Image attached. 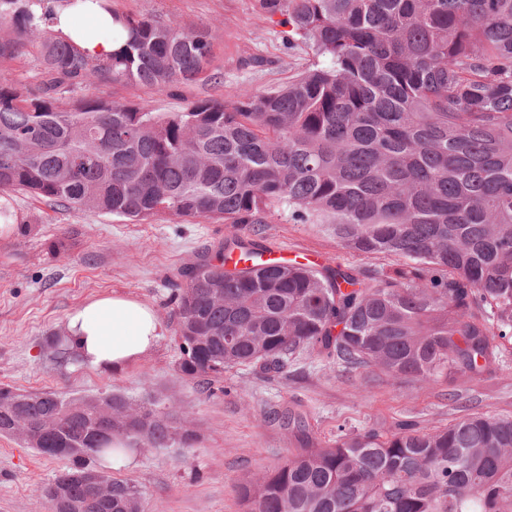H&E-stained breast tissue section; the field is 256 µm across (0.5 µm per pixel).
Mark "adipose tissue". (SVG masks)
<instances>
[{"mask_svg":"<svg viewBox=\"0 0 512 512\" xmlns=\"http://www.w3.org/2000/svg\"><path fill=\"white\" fill-rule=\"evenodd\" d=\"M79 11L86 24L77 23ZM49 26L92 58L109 59L122 43V27L113 21L105 0H83L77 9L53 6ZM65 334L82 365L119 372L153 351L165 330L148 304L115 292L68 312Z\"/></svg>","mask_w":512,"mask_h":512,"instance_id":"adipose-tissue-1","label":"adipose tissue"}]
</instances>
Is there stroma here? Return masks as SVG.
<instances>
[{
	"instance_id": "1",
	"label": "stroma",
	"mask_w": 512,
	"mask_h": 512,
	"mask_svg": "<svg viewBox=\"0 0 512 512\" xmlns=\"http://www.w3.org/2000/svg\"><path fill=\"white\" fill-rule=\"evenodd\" d=\"M113 10L158 16L184 30L209 34L212 57L208 79L160 90L139 83L91 80L69 94L83 98L147 104L177 112L193 99H236L261 94L299 74L313 56L287 45L278 16L259 0H109ZM266 59L264 69L251 66ZM42 65L33 48L0 58V80L22 92L37 88ZM7 199L19 231L0 237V386L23 393L52 392L65 399L123 395L131 406L153 403L174 421L194 429L193 447L141 446L131 462L95 469L135 484L145 512H241L235 489L244 479L273 470L301 445L285 417L306 414L312 443L334 442L343 433L387 432L402 422L424 430L448 427L466 415H512V339L502 340L489 371L473 378L448 375L431 383L393 379L380 371H347L334 361L300 354L279 373L236 366L210 389L177 368L180 356L167 306L170 283L181 269L223 243L225 225L186 222L160 214L148 221L51 206L21 192ZM245 239L315 268L336 264L374 270L394 258L359 255L311 224L274 215L271 223L250 224ZM64 240V253L51 244ZM114 292L151 306L165 334L150 354L115 375L58 362L52 341L62 335L68 312ZM26 447L19 436L0 435V512H47L40 489L64 469Z\"/></svg>"
}]
</instances>
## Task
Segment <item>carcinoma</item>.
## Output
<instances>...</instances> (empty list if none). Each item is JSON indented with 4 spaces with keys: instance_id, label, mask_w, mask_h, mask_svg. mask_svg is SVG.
Wrapping results in <instances>:
<instances>
[{
    "instance_id": "cac0c4a2",
    "label": "carcinoma",
    "mask_w": 512,
    "mask_h": 512,
    "mask_svg": "<svg viewBox=\"0 0 512 512\" xmlns=\"http://www.w3.org/2000/svg\"><path fill=\"white\" fill-rule=\"evenodd\" d=\"M41 3L0 0L13 25L0 57L37 36L45 75L29 95L0 82V191L137 222L168 213L227 225L224 245L183 268L169 297L182 374L208 389L228 368L278 372L308 352L430 382L476 377L496 358L512 332V0H263L284 16L288 43L329 64L180 112L58 93L92 78L158 89L205 79L206 32L114 11L126 38L95 60L46 30ZM280 208L351 252L398 263L225 270L224 259L257 250L243 226ZM108 401L127 412L116 436L155 448L198 439L120 395L0 387V435L57 422L26 443L70 462L41 488H63L54 512H144L126 481L111 480L104 504L72 478L113 451L97 442ZM288 427L309 441L303 414L289 413ZM237 493L243 512H512V416L346 433Z\"/></svg>"
}]
</instances>
